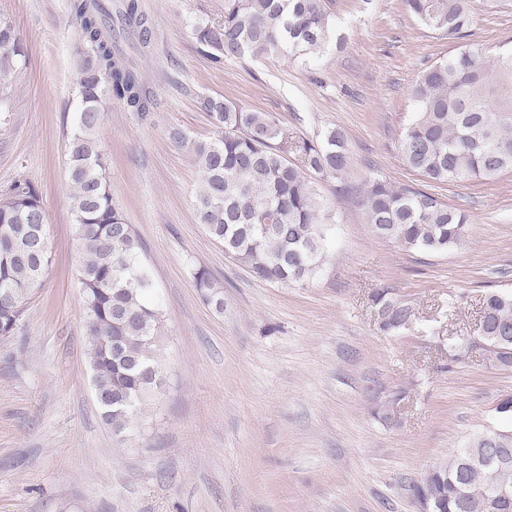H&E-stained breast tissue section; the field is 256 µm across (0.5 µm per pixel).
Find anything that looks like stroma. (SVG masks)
I'll list each match as a JSON object with an SVG mask.
<instances>
[{"label":"stroma","mask_w":512,"mask_h":512,"mask_svg":"<svg viewBox=\"0 0 512 512\" xmlns=\"http://www.w3.org/2000/svg\"><path fill=\"white\" fill-rule=\"evenodd\" d=\"M138 5L147 41L124 30L116 46L153 105L143 116L106 102L96 137L155 281L165 383L120 439L94 398L67 204L81 34L70 0H0V20L29 49L27 68L0 82V191L17 179L37 186L52 250L20 331L0 339V512H420L412 486L430 466L484 427H512L494 410L512 395V368L478 350L457 362L450 349L477 335L485 292L512 287V172L491 185L429 186L397 147L415 79L456 41L422 27L401 0H330L336 35L319 55L219 66L193 27L222 21L224 0ZM468 7L470 41L512 42V0ZM207 97L272 113L299 138L343 130L354 172L374 166L464 210L465 247L406 251L322 181L336 223L321 274L288 287L254 278L197 223L201 171L170 137L211 136ZM200 269L223 310L200 297ZM382 285L416 309L400 334L375 324ZM397 388L407 396L392 428L372 406Z\"/></svg>","instance_id":"stroma-1"}]
</instances>
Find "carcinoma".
Instances as JSON below:
<instances>
[{"label": "carcinoma", "instance_id": "carcinoma-1", "mask_svg": "<svg viewBox=\"0 0 512 512\" xmlns=\"http://www.w3.org/2000/svg\"><path fill=\"white\" fill-rule=\"evenodd\" d=\"M407 13L443 39L458 40L455 52L423 69L410 90L412 115L399 142L405 164L431 183L492 182L512 172V48L496 54L466 42L471 17L467 0H402ZM84 49L78 61L79 104L68 145V205L81 254L78 282L84 307L87 360L94 389L112 433L130 432L145 402L164 384L162 313L143 260L141 241L112 200L106 163L95 132L106 101L117 98L146 113L151 100L138 73L115 55L112 24L92 0H73ZM124 27L147 32L137 0H126ZM334 33L326 0H224L218 23H199L194 35L210 60L318 54ZM27 47L13 28L0 27V78L28 64ZM213 127L206 141L174 129L170 137L193 156L202 176L194 192L197 218L224 254L258 279L293 285L316 277L326 259L335 214L315 179L336 183L363 210L373 232L407 251L446 255L466 243L468 218L436 195L415 186H394L376 170L351 180L344 131L325 130L315 140L297 139L269 112H251L222 98L204 101ZM296 155L288 160V153ZM46 224L38 188L16 180L0 194V338L20 329L39 268L50 262L49 244L27 257L19 240ZM204 301L224 309L209 273H195ZM381 332L398 333L415 320V309L389 286L373 294ZM481 335L493 364L512 368V290L483 297ZM406 397L399 388L374 408L389 424ZM497 448L512 461V428L483 430L431 467L412 486L422 501L444 490L443 512H485L483 492L512 483L506 468L465 462Z\"/></svg>", "mask_w": 512, "mask_h": 512}]
</instances>
